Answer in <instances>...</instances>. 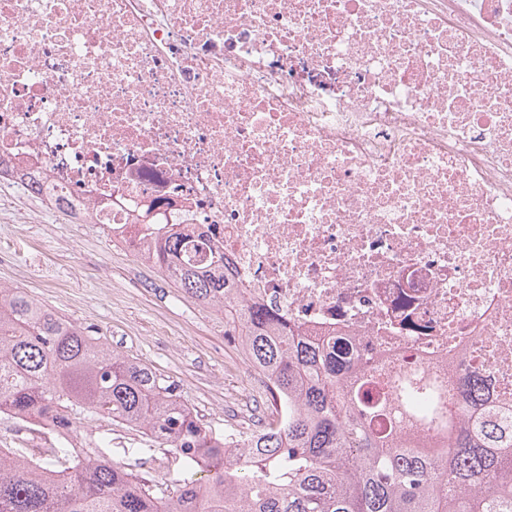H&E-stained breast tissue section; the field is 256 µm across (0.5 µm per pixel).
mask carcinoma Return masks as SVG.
<instances>
[{
	"instance_id": "obj_1",
	"label": "carcinoma",
	"mask_w": 512,
	"mask_h": 512,
	"mask_svg": "<svg viewBox=\"0 0 512 512\" xmlns=\"http://www.w3.org/2000/svg\"><path fill=\"white\" fill-rule=\"evenodd\" d=\"M157 266L246 328L241 351L270 382L263 432L244 438L242 458L226 459L223 438L150 365L22 289L0 288V410L39 411L67 429L81 414L108 416L171 448L188 471L210 463L203 478L163 489L98 449L81 458L47 449L70 465L61 483L20 453L0 458V512H512V403H488L470 421L466 412L484 396L476 382L462 384L450 409L437 376L406 370L381 386L359 375L342 341L302 336L234 297L179 236L161 243ZM406 419L448 438L452 453L407 443L397 427Z\"/></svg>"
}]
</instances>
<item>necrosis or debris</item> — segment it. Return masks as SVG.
<instances>
[{"label": "necrosis or debris", "mask_w": 512, "mask_h": 512, "mask_svg": "<svg viewBox=\"0 0 512 512\" xmlns=\"http://www.w3.org/2000/svg\"><path fill=\"white\" fill-rule=\"evenodd\" d=\"M512 395V0H0V189Z\"/></svg>", "instance_id": "1"}]
</instances>
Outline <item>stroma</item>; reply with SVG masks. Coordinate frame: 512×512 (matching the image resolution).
Masks as SVG:
<instances>
[{
  "label": "stroma",
  "instance_id": "stroma-1",
  "mask_svg": "<svg viewBox=\"0 0 512 512\" xmlns=\"http://www.w3.org/2000/svg\"><path fill=\"white\" fill-rule=\"evenodd\" d=\"M0 250L16 255L0 265V285L26 289L120 354L150 364L204 429L248 431L254 404L236 375L240 349L214 334L216 312L159 269L113 250L91 224L0 223ZM77 427L94 429L106 453L148 483L184 474L169 449L111 418H81Z\"/></svg>",
  "mask_w": 512,
  "mask_h": 512
}]
</instances>
